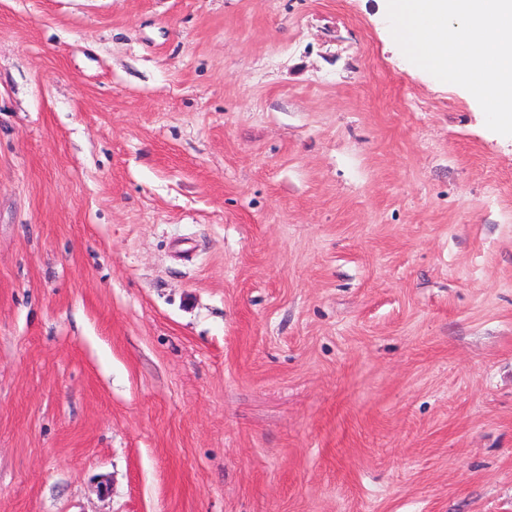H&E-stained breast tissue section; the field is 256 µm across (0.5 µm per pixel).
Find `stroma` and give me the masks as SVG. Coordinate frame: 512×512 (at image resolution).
I'll return each instance as SVG.
<instances>
[{
  "label": "stroma",
  "instance_id": "stroma-1",
  "mask_svg": "<svg viewBox=\"0 0 512 512\" xmlns=\"http://www.w3.org/2000/svg\"><path fill=\"white\" fill-rule=\"evenodd\" d=\"M0 512H512V137L384 0H0Z\"/></svg>",
  "mask_w": 512,
  "mask_h": 512
}]
</instances>
